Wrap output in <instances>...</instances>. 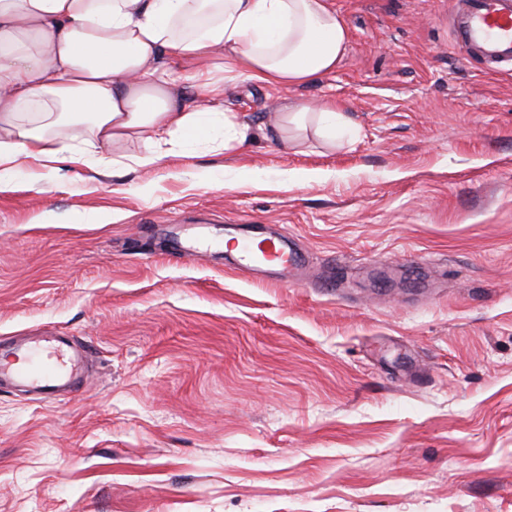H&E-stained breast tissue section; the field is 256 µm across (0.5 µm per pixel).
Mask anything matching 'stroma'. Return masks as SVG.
Segmentation results:
<instances>
[{
	"instance_id": "1",
	"label": "stroma",
	"mask_w": 512,
	"mask_h": 512,
	"mask_svg": "<svg viewBox=\"0 0 512 512\" xmlns=\"http://www.w3.org/2000/svg\"><path fill=\"white\" fill-rule=\"evenodd\" d=\"M331 4L333 74L225 80L244 145L0 190V352L84 354L75 395L0 385V512H512V72L450 0ZM321 99L350 143L260 133ZM229 224L295 276L174 255Z\"/></svg>"
}]
</instances>
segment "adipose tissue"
Masks as SVG:
<instances>
[{
    "label": "adipose tissue",
    "mask_w": 512,
    "mask_h": 512,
    "mask_svg": "<svg viewBox=\"0 0 512 512\" xmlns=\"http://www.w3.org/2000/svg\"><path fill=\"white\" fill-rule=\"evenodd\" d=\"M348 41L330 0H0V188L49 186L63 163L136 171L241 145L252 126L188 92L223 95L229 73L304 85L333 73ZM269 125L330 148L353 135L330 99ZM134 141L142 150L119 152Z\"/></svg>",
    "instance_id": "1"
}]
</instances>
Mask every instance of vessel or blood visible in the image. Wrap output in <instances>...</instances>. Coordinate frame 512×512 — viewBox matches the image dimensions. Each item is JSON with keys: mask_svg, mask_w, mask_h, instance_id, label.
<instances>
[{"mask_svg": "<svg viewBox=\"0 0 512 512\" xmlns=\"http://www.w3.org/2000/svg\"><path fill=\"white\" fill-rule=\"evenodd\" d=\"M452 13V39L466 58L500 71H512V0H452ZM234 248L240 267L254 271L274 267L285 277L297 260L281 237L257 243L251 236H239ZM24 354L26 365H1L0 378L14 376L41 394L56 395L65 376L62 367L44 357L40 345L27 347Z\"/></svg>", "mask_w": 512, "mask_h": 512, "instance_id": "vessel-or-blood-1", "label": "vessel or blood"}]
</instances>
